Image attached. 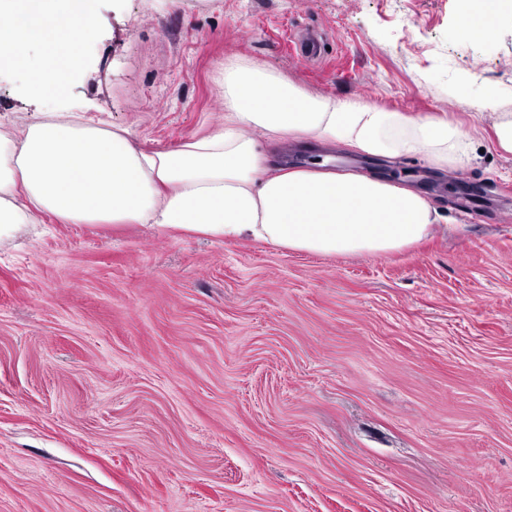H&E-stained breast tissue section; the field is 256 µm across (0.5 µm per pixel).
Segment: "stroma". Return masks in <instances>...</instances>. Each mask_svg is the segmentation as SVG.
Instances as JSON below:
<instances>
[{
	"label": "stroma",
	"mask_w": 512,
	"mask_h": 512,
	"mask_svg": "<svg viewBox=\"0 0 512 512\" xmlns=\"http://www.w3.org/2000/svg\"><path fill=\"white\" fill-rule=\"evenodd\" d=\"M68 90L0 72V134L41 115L173 148L243 66L467 137L386 159L428 239L323 255L142 224L0 243V512H512V8L464 0H95ZM321 35V59L289 49Z\"/></svg>",
	"instance_id": "1"
}]
</instances>
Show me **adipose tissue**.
<instances>
[{
  "label": "adipose tissue",
  "instance_id": "ef3b65f1",
  "mask_svg": "<svg viewBox=\"0 0 512 512\" xmlns=\"http://www.w3.org/2000/svg\"><path fill=\"white\" fill-rule=\"evenodd\" d=\"M0 65L26 69L33 93L61 94L91 0H0ZM41 47L38 61L28 48ZM224 123L172 149L145 152L124 129L50 115L16 138L0 135V241L39 214L63 224H151L219 240L252 238L316 254L380 255L425 239L440 218L410 188L375 176L274 165L250 137L341 143L369 156L431 154L462 166L466 139L443 122L411 120L348 100L315 101L287 82L233 66L220 83Z\"/></svg>",
  "mask_w": 512,
  "mask_h": 512
}]
</instances>
